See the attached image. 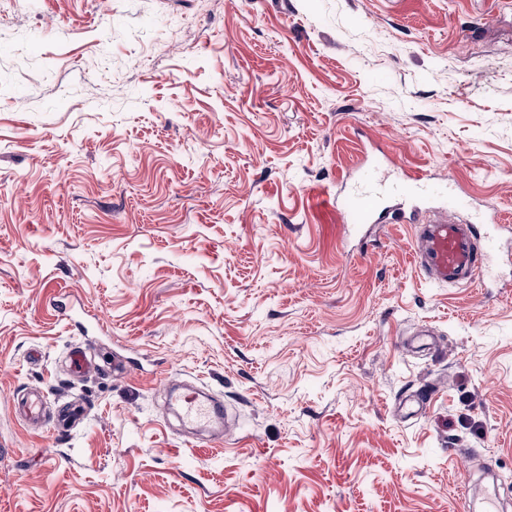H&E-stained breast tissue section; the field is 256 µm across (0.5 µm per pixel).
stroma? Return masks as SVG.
Listing matches in <instances>:
<instances>
[{
  "label": "stroma",
  "instance_id": "1",
  "mask_svg": "<svg viewBox=\"0 0 512 512\" xmlns=\"http://www.w3.org/2000/svg\"><path fill=\"white\" fill-rule=\"evenodd\" d=\"M375 146L512 215V0H0V512H512V236L466 288L361 239ZM43 411L44 401L38 389H31L28 395L14 402L15 415L27 426L38 424L42 419ZM166 395L179 405L183 419L192 426H205L214 420H222V408L209 399H200L195 392L174 395L167 388Z\"/></svg>",
  "mask_w": 512,
  "mask_h": 512
}]
</instances>
